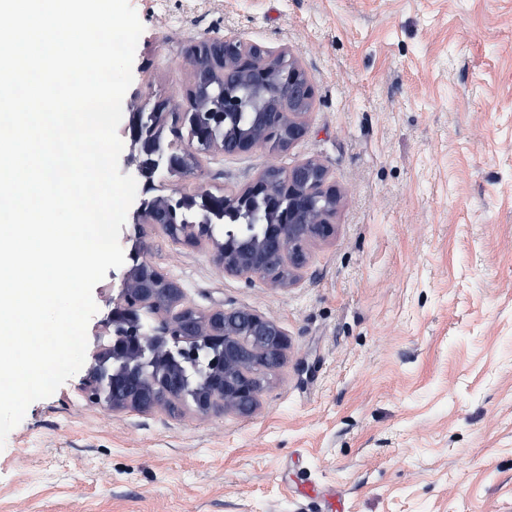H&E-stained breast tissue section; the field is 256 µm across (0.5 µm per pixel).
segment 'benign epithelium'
Masks as SVG:
<instances>
[{"label": "benign epithelium", "mask_w": 512, "mask_h": 512, "mask_svg": "<svg viewBox=\"0 0 512 512\" xmlns=\"http://www.w3.org/2000/svg\"><path fill=\"white\" fill-rule=\"evenodd\" d=\"M202 47L210 64L209 71L199 76L202 94L193 97L198 111L181 113V121L192 127L198 143L238 155L262 146L285 151L306 136L305 113L295 107L312 104L314 86L296 62L236 38L194 45L183 61L193 66ZM134 99L137 106L129 112L126 127L131 141L128 163L145 192L153 190L155 179L164 173L201 177V166L186 163L191 149L178 150L159 138L168 100L138 95ZM245 114L251 116L248 129L231 141L214 138V129L236 128ZM340 198L327 170L316 160L299 163L282 175L271 166L228 195L216 197L201 189L180 197L179 205L195 210L202 220L181 225L177 239L197 243L216 207L234 211L247 221L250 233L224 229V243L215 247L224 273L249 282L276 265L288 269V278L280 281L287 285L308 261V242L333 233L332 218ZM260 200L262 210L257 205ZM169 209V197L144 198L134 213L135 223L153 227L157 225L153 217ZM167 299L183 302L173 281L146 261L130 268L107 320L121 335L102 349L90 368L85 383L89 398L104 399L114 409H165L183 398L192 369L204 371L203 388L193 399L198 412L252 413L263 381L285 363V332L275 321L249 309L201 312L187 305L175 320V329L163 332L141 319L140 308Z\"/></svg>", "instance_id": "obj_1"}]
</instances>
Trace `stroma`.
<instances>
[{
    "instance_id": "obj_1",
    "label": "stroma",
    "mask_w": 512,
    "mask_h": 512,
    "mask_svg": "<svg viewBox=\"0 0 512 512\" xmlns=\"http://www.w3.org/2000/svg\"><path fill=\"white\" fill-rule=\"evenodd\" d=\"M130 3L129 94L185 97V49L227 36L315 88L289 150L200 151L203 177L166 189L221 194L315 159L341 192L334 230L281 286L126 219L124 253L147 242L184 304L275 320L286 363L248 415L89 401L127 273L109 269L85 369L0 448V512H512V0Z\"/></svg>"
}]
</instances>
